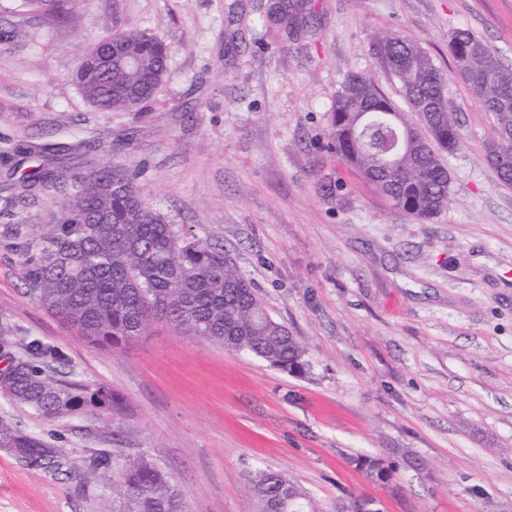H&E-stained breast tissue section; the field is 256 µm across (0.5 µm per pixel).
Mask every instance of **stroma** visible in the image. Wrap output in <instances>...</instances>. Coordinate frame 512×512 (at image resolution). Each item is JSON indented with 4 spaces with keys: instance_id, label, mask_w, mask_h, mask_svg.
Wrapping results in <instances>:
<instances>
[{
    "instance_id": "stroma-1",
    "label": "stroma",
    "mask_w": 512,
    "mask_h": 512,
    "mask_svg": "<svg viewBox=\"0 0 512 512\" xmlns=\"http://www.w3.org/2000/svg\"><path fill=\"white\" fill-rule=\"evenodd\" d=\"M271 0H89L0 41V335L61 351L58 379L111 391L118 409L44 416L0 392V420L65 460L30 469L0 448V512H112L123 464L145 459L186 512H259L256 471L287 475L317 512L358 497L382 512H512V184L484 146L493 118L456 74L448 38L467 29L512 67V0H310L309 26L268 18ZM137 27L169 47L144 112H105L75 80L104 32ZM410 35L447 77L462 146L442 159L448 205L394 207L328 148L351 72L397 105L375 55ZM32 146V155L16 146ZM45 166L55 189L8 204ZM116 165L180 233L224 249L310 363L265 360L157 322L117 349L90 347L27 293L26 253L68 214L87 169ZM109 465L84 477L91 458ZM362 455L395 470L385 484Z\"/></svg>"
}]
</instances>
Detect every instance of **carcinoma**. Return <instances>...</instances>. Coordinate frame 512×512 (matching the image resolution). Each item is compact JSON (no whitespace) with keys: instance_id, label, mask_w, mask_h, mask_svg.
Segmentation results:
<instances>
[{"instance_id":"cac0c4a2","label":"carcinoma","mask_w":512,"mask_h":512,"mask_svg":"<svg viewBox=\"0 0 512 512\" xmlns=\"http://www.w3.org/2000/svg\"><path fill=\"white\" fill-rule=\"evenodd\" d=\"M87 2L3 0L0 23L21 27L42 18L65 23ZM268 15L291 28L312 19L301 0H274ZM375 49L399 79L420 127L369 77L350 73L333 103L330 144L393 205L420 218L433 217L448 203L449 176L440 152L460 146L445 77L433 57L401 32L380 34ZM448 50L463 81L493 117L486 158L500 180L512 184V68L467 29L452 33ZM94 51L83 55L76 70L87 102L104 111H142L166 77L164 40L134 28L113 32L110 72L95 67ZM84 181L70 205V219L61 222L39 253L26 257L28 292L62 325L94 347L111 349L149 335L151 323L161 321L282 370H308L305 350L266 313L224 250L180 235L142 199L134 179L114 166L93 169ZM52 184L53 175L42 169L22 178L18 196ZM62 359L58 350L31 340L19 364L0 375V389L46 416L116 405L107 390L54 380L52 364ZM0 447L12 449L33 469L60 466L57 449L1 420ZM357 464L375 480L391 479L379 458L363 456ZM122 476L119 512H183L180 491L151 462L126 465ZM252 490L276 508L286 501L288 512H315L306 494L281 473L256 472Z\"/></svg>"}]
</instances>
